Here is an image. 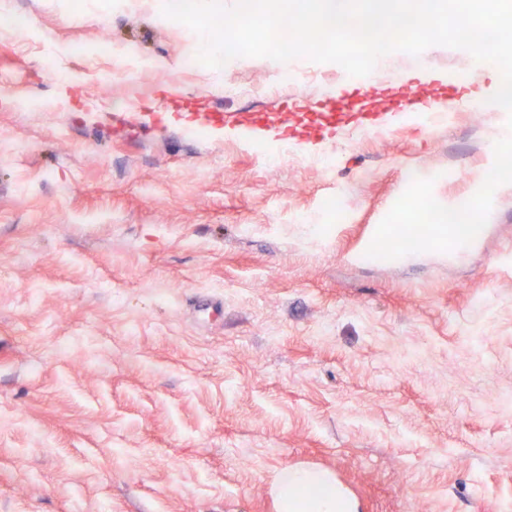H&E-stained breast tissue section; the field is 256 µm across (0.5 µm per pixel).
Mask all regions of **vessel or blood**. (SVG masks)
I'll return each instance as SVG.
<instances>
[{
  "instance_id": "b4317fda",
  "label": "vessel or blood",
  "mask_w": 512,
  "mask_h": 512,
  "mask_svg": "<svg viewBox=\"0 0 512 512\" xmlns=\"http://www.w3.org/2000/svg\"><path fill=\"white\" fill-rule=\"evenodd\" d=\"M479 75L469 70L449 85L447 92L428 95L406 84L401 77L386 72L363 83L357 97L358 111H346L340 100H325L320 111H309L307 104L279 112H139L137 121L149 124H174L186 135L201 130L214 134L226 131L235 136L261 142L268 139L300 147H326L348 131H386L401 119L394 112L393 101H400L403 110L420 113L424 123L434 126L447 122L449 113L459 111L463 104L479 98Z\"/></svg>"
}]
</instances>
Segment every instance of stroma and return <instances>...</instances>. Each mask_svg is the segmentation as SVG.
<instances>
[{"label": "stroma", "mask_w": 512, "mask_h": 512, "mask_svg": "<svg viewBox=\"0 0 512 512\" xmlns=\"http://www.w3.org/2000/svg\"><path fill=\"white\" fill-rule=\"evenodd\" d=\"M0 9V512H279L284 466L330 472L357 512L512 504V188L464 257L353 259L407 189L452 206L494 163L497 113L417 116L274 160L232 134L182 139L107 106L170 97L267 112L282 65L187 72L200 37L163 0H10ZM26 16L23 34L9 12ZM126 57L69 46L100 40ZM471 55L385 67L451 83ZM317 101L356 86L290 62ZM246 87L225 98V82ZM331 168H324L326 159ZM338 198L348 220L329 222Z\"/></svg>", "instance_id": "stroma-1"}]
</instances>
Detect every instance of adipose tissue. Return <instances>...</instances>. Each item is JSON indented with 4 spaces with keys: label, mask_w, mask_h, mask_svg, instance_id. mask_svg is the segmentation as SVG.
<instances>
[{
    "label": "adipose tissue",
    "mask_w": 512,
    "mask_h": 512,
    "mask_svg": "<svg viewBox=\"0 0 512 512\" xmlns=\"http://www.w3.org/2000/svg\"><path fill=\"white\" fill-rule=\"evenodd\" d=\"M274 484L281 512H353L351 501L324 470L285 466L277 471Z\"/></svg>",
    "instance_id": "adipose-tissue-1"
}]
</instances>
